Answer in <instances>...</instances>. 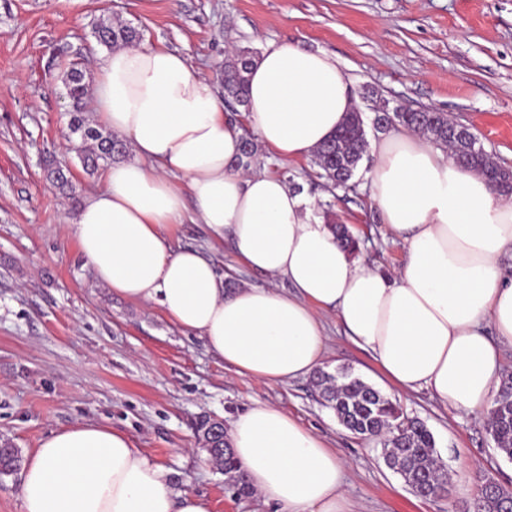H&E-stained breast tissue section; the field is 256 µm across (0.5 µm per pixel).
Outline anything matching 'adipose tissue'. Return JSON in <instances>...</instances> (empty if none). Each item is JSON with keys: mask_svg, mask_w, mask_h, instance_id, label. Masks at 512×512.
<instances>
[{"mask_svg": "<svg viewBox=\"0 0 512 512\" xmlns=\"http://www.w3.org/2000/svg\"><path fill=\"white\" fill-rule=\"evenodd\" d=\"M97 120L130 144L80 206L73 233L100 283L155 302L238 374L285 385L326 360L324 316L370 352L400 392L421 389L471 415L492 402L512 342V198L411 131L373 147L378 217L406 256L384 272L354 262L310 201L280 177L243 173V130L224 117L213 82L182 54L120 47L100 63ZM355 107L349 78L326 52L269 45L248 83L251 126L280 161L312 155ZM184 186H177L175 177ZM212 241L284 288L228 287L227 275L169 235L186 199ZM230 445L256 494L278 512H351L344 461L286 410L253 404ZM22 512H211L174 489L124 433L101 424L52 432L26 458Z\"/></svg>", "mask_w": 512, "mask_h": 512, "instance_id": "1", "label": "adipose tissue"}]
</instances>
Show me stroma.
Returning <instances> with one entry per match:
<instances>
[{"label":"stroma","instance_id":"obj_1","mask_svg":"<svg viewBox=\"0 0 512 512\" xmlns=\"http://www.w3.org/2000/svg\"><path fill=\"white\" fill-rule=\"evenodd\" d=\"M113 16L140 27L143 46L180 52L215 81L235 45L325 51L347 73L364 119L379 99L448 113L512 169V0H0V445L27 455L50 432L98 423L128 435L176 489L204 495L211 512H275L258 497L237 498L195 435L201 417L227 424L258 401L285 409L347 460L353 512H473L482 480L512 489V460L484 418L457 417L424 390L400 393L334 320L326 322L328 369L348 368L427 425L450 479L447 497L414 495L379 445L339 425L309 380L265 385L238 375L158 304L98 282L71 225L102 176L83 171L79 144L65 138L63 75L78 61L96 78L106 50L91 30ZM258 159L312 203L325 199L310 159L278 163L263 149ZM58 161L73 168L74 198L46 178ZM372 161L364 156L356 191L341 193L334 214L360 241L357 261L390 270L406 248L377 217ZM172 238L238 282H271L241 269L232 244L211 241L193 211Z\"/></svg>","mask_w":512,"mask_h":512}]
</instances>
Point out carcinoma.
I'll return each mask as SVG.
<instances>
[{
    "label": "carcinoma",
    "instance_id": "cac0c4a2",
    "mask_svg": "<svg viewBox=\"0 0 512 512\" xmlns=\"http://www.w3.org/2000/svg\"><path fill=\"white\" fill-rule=\"evenodd\" d=\"M93 37L97 45L106 49L131 45L141 38L140 31L124 22L110 18L99 20ZM256 57L250 47H236L224 62L222 82L224 102L232 108L247 109L248 73ZM64 85L69 99L68 139H79L89 145L83 150L80 161L84 171L93 172L102 164L124 158L126 144L118 137L85 119V100L88 96L89 78L77 64L69 65ZM375 115L382 122L374 125L378 132L399 124L425 135L433 144L451 148L455 161L481 173L488 182L505 194L512 193V176L501 169L490 155L472 140L474 134L465 130L458 139L448 138L451 120L444 112H423L401 107L389 108L382 102L375 106ZM367 141L361 112L348 113L342 126L313 152L312 160L318 176L332 188L355 190L353 178L363 160ZM256 155L253 141L244 137L237 166L251 167ZM65 165L49 166L47 179L59 192L73 194L72 178L63 174ZM312 388L325 406L331 409L338 422L352 434L374 440L382 447L387 466L399 474L415 493L424 489L436 498L448 495V476L440 472L435 456V440L427 426L404 416L399 405L379 390L353 375L347 368L335 372L318 371L311 379ZM487 430L497 450L512 459V378L505 380L497 393L487 419ZM197 437L210 460L224 470L227 483L239 497L252 494L245 473L238 466L233 451L215 434L210 419L201 418L196 423ZM21 451L17 448L0 450V475H8L20 467ZM504 504L500 498L479 491L474 512H501Z\"/></svg>",
    "mask_w": 512,
    "mask_h": 512
}]
</instances>
